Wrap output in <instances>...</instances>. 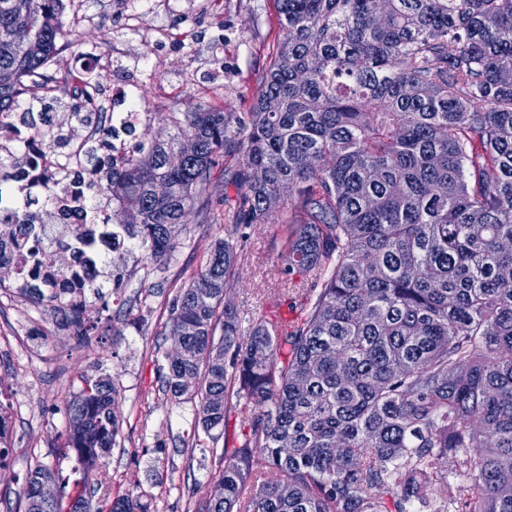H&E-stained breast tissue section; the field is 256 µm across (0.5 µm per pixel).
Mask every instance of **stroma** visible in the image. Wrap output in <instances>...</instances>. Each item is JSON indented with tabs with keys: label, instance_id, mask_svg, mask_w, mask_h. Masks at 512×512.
<instances>
[{
	"label": "stroma",
	"instance_id": "stroma-1",
	"mask_svg": "<svg viewBox=\"0 0 512 512\" xmlns=\"http://www.w3.org/2000/svg\"><path fill=\"white\" fill-rule=\"evenodd\" d=\"M63 0V29L58 38L67 61L96 51L100 57L91 79L100 99L112 96V50L120 27L119 0H78L80 13ZM140 27H167L182 36L179 48L157 43L140 48L142 70L136 78L150 106L136 140L150 142L170 132L167 116L203 105L228 112L250 111L276 41L279 24L272 0H138ZM58 68L54 94L68 97L70 73ZM219 224H194L182 248L166 269L150 276L152 295L144 322L126 323L130 302L140 287L132 279L119 299L102 305L87 298L89 316L98 320L90 335L58 329L50 311H38L13 293L0 291V393L10 409L13 446L11 471L0 476V512H23L20 476L47 459L71 476L74 455L57 454L66 422L65 401L83 386L84 375L101 371L116 375L121 391L122 429L106 472L92 474V504L102 512L112 498L135 491L153 502L156 512H193L188 490L206 482L213 467L201 448L193 447L191 402L170 401L159 389L158 368L170 341L164 334L168 302L199 270ZM284 227H254L244 260L238 267L240 287L233 303L248 318L275 324L303 319L310 288L297 282L278 293L268 271L281 253Z\"/></svg>",
	"mask_w": 512,
	"mask_h": 512
}]
</instances>
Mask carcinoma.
<instances>
[{
  "label": "carcinoma",
  "mask_w": 512,
  "mask_h": 512,
  "mask_svg": "<svg viewBox=\"0 0 512 512\" xmlns=\"http://www.w3.org/2000/svg\"><path fill=\"white\" fill-rule=\"evenodd\" d=\"M60 0H0V117L20 98L46 99L61 48ZM282 37L251 111L208 106L169 116L166 140L101 170L94 146L76 153L93 197L112 199L108 285L141 284L180 248L189 218L217 238L169 303L182 350L159 369L168 398L195 403L209 439L228 415L249 416L244 441L209 449L217 468L190 488L195 512H512V0H274ZM74 87L57 124L100 135ZM34 132L45 112H23ZM190 141L178 167L170 154ZM29 157L0 162V184ZM165 182L166 194L154 185ZM275 195L281 210L265 199ZM55 190L0 209V268L16 293L60 325L87 333L80 272L62 250L43 262L35 224ZM285 225L275 277L312 280L304 319L242 328L224 298L237 288L247 227ZM30 252L13 259L18 242ZM220 338H215L216 330ZM114 377L101 373L65 405L66 437L87 475L106 465L122 427ZM0 400V475L13 448ZM456 469L448 471V462ZM50 482L57 494L38 497ZM87 478L49 462L25 476L24 512H91ZM108 512H148L130 492Z\"/></svg>",
  "instance_id": "cac0c4a2"
}]
</instances>
